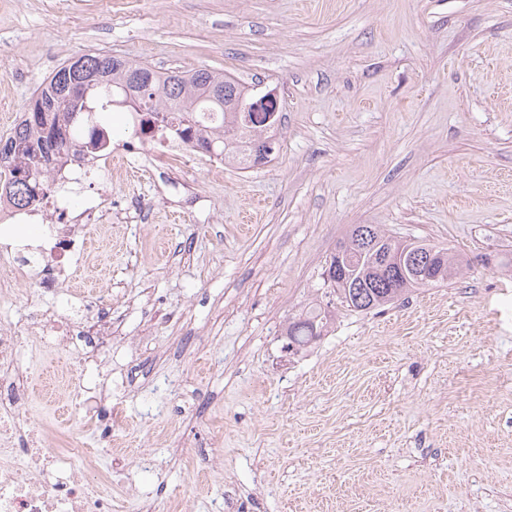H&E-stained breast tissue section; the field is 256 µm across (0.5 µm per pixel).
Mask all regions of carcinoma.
<instances>
[{
    "instance_id": "1",
    "label": "carcinoma",
    "mask_w": 512,
    "mask_h": 512,
    "mask_svg": "<svg viewBox=\"0 0 512 512\" xmlns=\"http://www.w3.org/2000/svg\"><path fill=\"white\" fill-rule=\"evenodd\" d=\"M82 86L86 96L71 95ZM219 96L213 97V90ZM135 102L141 129L152 138L164 141L172 134L191 139V131L201 112L224 117L222 128L198 135L192 150L222 156L244 169L256 166L253 158L258 144H268L274 153L275 139L265 135L266 119L239 111V106L255 99L249 89L234 77L200 68L192 72L177 68L160 71L125 58L109 55H81L70 59L47 79L22 113L13 132L0 138V197L17 206H31L39 199L42 181L49 172L50 159L72 147L78 128L90 114H108L114 105ZM109 134L104 127L90 130L84 147L100 152L108 147ZM386 236L379 224H355L341 241L356 257L354 269L334 289L340 305L350 311H370L391 304L420 288L444 285L463 272L464 258L450 249L424 240H412L414 261L434 266L436 278L425 283L377 273L357 255L374 241ZM329 322V312L313 308L288 324V348L302 350L321 336Z\"/></svg>"
}]
</instances>
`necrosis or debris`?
Returning <instances> with one entry per match:
<instances>
[{"label":"necrosis or debris","mask_w":512,"mask_h":512,"mask_svg":"<svg viewBox=\"0 0 512 512\" xmlns=\"http://www.w3.org/2000/svg\"><path fill=\"white\" fill-rule=\"evenodd\" d=\"M113 153H69L52 166L51 190L40 203L20 208L0 202V299L18 315L0 322V512H112V471L103 460L112 454L111 439L97 448L81 437L64 436L50 423H34L28 413L32 378L23 364L27 352L48 343L60 352L62 399L70 418L85 429L102 422L119 425L123 416L87 379L100 348L111 345L112 296L72 287L73 272L102 274L90 244L112 236V208L98 201L90 175L104 181L130 177L138 164L152 162L154 142L141 132L139 117L129 113ZM42 224L39 244L13 238L16 226ZM78 300V322L89 346L67 349L76 322L58 305L61 297Z\"/></svg>","instance_id":"obj_1"}]
</instances>
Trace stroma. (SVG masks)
I'll list each match as a JSON object with an SVG mask.
<instances>
[{
	"label": "stroma",
	"instance_id": "1",
	"mask_svg": "<svg viewBox=\"0 0 512 512\" xmlns=\"http://www.w3.org/2000/svg\"><path fill=\"white\" fill-rule=\"evenodd\" d=\"M208 68L282 102L265 165L114 183L116 512H512V0H0V135L62 63ZM201 195L179 213L173 186ZM355 224L471 268L365 313L324 272ZM335 318L283 349L311 305ZM150 458L141 469L138 456Z\"/></svg>",
	"mask_w": 512,
	"mask_h": 512
}]
</instances>
